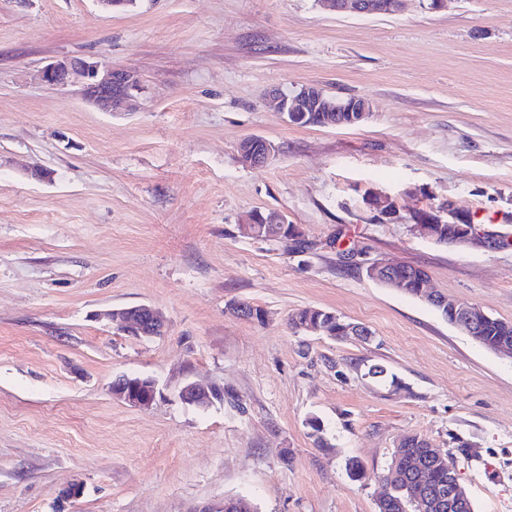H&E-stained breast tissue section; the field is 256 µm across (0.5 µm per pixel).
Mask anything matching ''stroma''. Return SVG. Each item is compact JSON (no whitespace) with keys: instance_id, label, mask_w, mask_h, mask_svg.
<instances>
[{"instance_id":"stroma-1","label":"stroma","mask_w":512,"mask_h":512,"mask_svg":"<svg viewBox=\"0 0 512 512\" xmlns=\"http://www.w3.org/2000/svg\"><path fill=\"white\" fill-rule=\"evenodd\" d=\"M63 57L136 71L138 108L103 112L80 84L41 81ZM309 84L369 99L371 118L299 126L267 110L264 91ZM250 136L275 145L267 164L239 162ZM371 188L394 220L364 207ZM450 200L512 240V0L372 16L316 0H0V512H203L233 497L376 512L412 434L447 454L475 512H512V355L366 275L415 266L436 293L512 321V244L411 231L415 211ZM270 209L301 247L239 232ZM140 304L163 313L162 335L112 324ZM305 307L372 337L300 332L289 319ZM123 374L162 398L114 399ZM187 381L223 401L183 403ZM112 397L131 407L147 409L162 396L161 390L154 379L120 375L112 383Z\"/></svg>"}]
</instances>
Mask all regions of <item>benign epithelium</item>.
<instances>
[{
	"mask_svg": "<svg viewBox=\"0 0 512 512\" xmlns=\"http://www.w3.org/2000/svg\"><path fill=\"white\" fill-rule=\"evenodd\" d=\"M322 7L337 13H353L358 15L393 14L402 0H318ZM80 75L84 82L82 95L86 101L101 111L110 112L117 105L135 109L143 92V85L138 74L124 67H100L99 62L86 59H58L41 71V80L50 85H66L72 77ZM266 104L273 112L286 116L289 122L301 124L307 122L315 112H334L336 116L329 119L332 127L362 124L371 117V102L362 97L347 99L344 104L335 103L326 92L316 86L308 85L289 94L282 90L272 89L266 94ZM253 143L244 150H239V159L246 166H262L275 154L276 148L269 140L253 136ZM392 197L380 190L372 191L366 207L377 213L381 218H391L396 214L392 209ZM448 223L454 225L455 235L450 243L456 245H472L488 249L500 234L481 229L475 224H461L457 220L455 206L446 211ZM241 230L256 238H276L288 230L285 215L274 210L263 213L252 212L247 216ZM398 265L376 262L367 267V275L377 282H384L388 287L401 292L406 291L409 282L393 274ZM448 313L452 324L473 335L475 327L487 317L482 309L459 299H447ZM120 319L121 330L138 339H149L158 336L164 328L162 314L149 305H137L124 308L115 313ZM333 319L319 317L315 323L304 325L301 331L329 338L335 336L330 330ZM112 397L132 407L147 409L162 396L155 380L141 376L121 375L111 387ZM214 388H203L194 382L185 383L178 392V397L186 404L207 406L212 403ZM415 475L420 487L418 498L419 512H432L443 500L442 492L432 483L431 469L421 462H416ZM470 497L459 478H454L448 491V512L469 505Z\"/></svg>",
	"mask_w": 512,
	"mask_h": 512,
	"instance_id": "7a95c632",
	"label": "benign epithelium"
}]
</instances>
